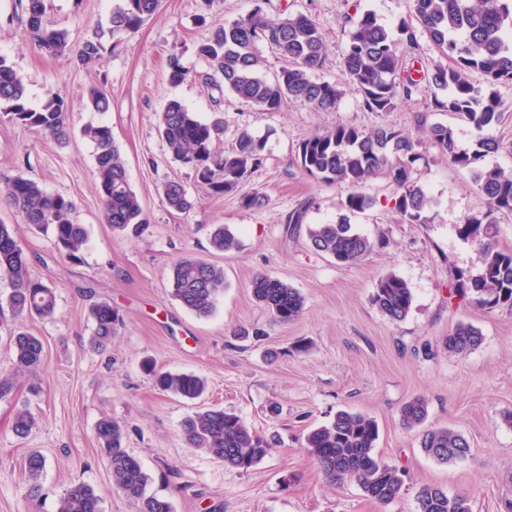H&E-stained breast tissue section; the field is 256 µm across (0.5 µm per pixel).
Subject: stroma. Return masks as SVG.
I'll return each instance as SVG.
<instances>
[{
	"instance_id": "35a3bbf8",
	"label": "stroma",
	"mask_w": 512,
	"mask_h": 512,
	"mask_svg": "<svg viewBox=\"0 0 512 512\" xmlns=\"http://www.w3.org/2000/svg\"><path fill=\"white\" fill-rule=\"evenodd\" d=\"M118 0H46L44 20L65 31L72 47L109 27ZM273 6L307 15L325 37V62L318 79L341 80L343 54L355 18L374 12L389 28L409 19V0H272ZM253 0H160L155 15L121 44L104 37L100 62L91 68L70 57H52L31 40L18 0H0V55L23 79L32 105L59 93L71 102V137L61 144L49 135L0 116V177L23 176L52 194L71 199L88 241L78 258L61 254L51 233L23 224L0 202V221L17 225L32 275L56 290L52 317L14 319L7 304L11 284L0 278V371L13 365L10 333L23 327L44 345L36 377L21 379L12 397L0 400V512H54L74 483L92 486L103 512H136L112 490L106 461L97 450L95 427L103 415L127 426L125 448L150 477L147 491L168 499L173 512H416V493L435 484L467 494L472 512H507L512 505V310H485L449 290L457 270L478 274L482 255L461 240L456 224L485 210L487 200L468 170L451 164L430 142L419 183L435 200L426 224H410L392 208L394 189L378 179L364 191L373 205L352 215L360 233L377 240L375 251L341 264L311 248L306 235H292L288 212L309 203L310 224L336 222L345 192L317 180L298 165V147L312 134L339 125L370 130L387 123L419 136V118L456 128L458 144L470 147L473 128L450 112L433 110L436 90L422 85L412 99L388 113L364 108L347 91L335 109L317 111L291 101L266 112L240 103L206 84L207 62L196 53L214 25L249 12ZM180 52L193 79L168 81V56ZM106 83L109 111L90 109V87ZM503 113L488 130L500 143L486 164L512 170V83L499 85ZM176 99L210 119L222 109L227 130L220 149L240 130L264 144L263 163L249 185L262 192V209L242 207L238 194L210 195L193 172L175 162L158 132L157 116ZM105 124L119 144L133 189L149 218L138 236L114 232L103 218L95 184L93 145L80 131ZM181 182L194 198L187 213L170 210L163 187ZM223 224L237 249L214 251L215 225ZM195 256L222 267L226 288L213 313L198 316L172 297L169 275L181 257ZM396 273L408 284V316L394 323L371 301L377 280ZM260 274L287 281L304 298L298 319L276 322L256 301L251 283ZM107 301L124 315L125 326L106 351L91 349V307ZM482 336L466 355L445 345L458 323ZM280 351L267 362L268 350ZM159 371L192 372L207 390L193 401L162 391ZM426 400L429 428L464 435L470 453L442 464L426 456L417 431L404 428L403 405ZM27 407L37 425L24 438L12 430L14 414ZM221 408L273 437L275 446L249 469H234L192 450L181 430L193 412ZM341 409L374 418L376 451L403 473L404 490L383 506L357 485H329L305 446L311 429ZM47 465L38 492L24 468L29 451Z\"/></svg>"
}]
</instances>
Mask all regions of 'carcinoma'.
I'll return each mask as SVG.
<instances>
[{"instance_id":"1","label":"carcinoma","mask_w":512,"mask_h":512,"mask_svg":"<svg viewBox=\"0 0 512 512\" xmlns=\"http://www.w3.org/2000/svg\"><path fill=\"white\" fill-rule=\"evenodd\" d=\"M271 0H254V8L236 20L213 28L211 36L196 47V53L218 73L224 89L239 101L267 112H279L286 101L296 100L312 109L336 108L352 87L362 96L363 106L371 112H391L400 103L412 99L421 82L448 91L444 99L434 98L433 107L454 113L469 123L477 137L469 149L457 143L456 131L443 123L421 127L427 140L448 160L473 174V180L488 201L487 209L464 218L456 227L460 238L475 244L482 259L481 271L471 275L456 273L452 296H459L487 310L512 309V252L499 248L497 215L512 213V174L484 164L499 143L484 134L501 114V100L495 87L512 83V0H410L411 21L403 22L394 33L373 12H365L349 33L343 58L345 83L314 78L324 62V38L317 23L303 14L279 10L277 18L267 12ZM27 28L35 46L51 55L75 54L87 68L100 60L103 46L98 37L87 39L78 50L69 45L63 31L44 25V0L20 3ZM159 0H120L112 11L109 34L113 45L137 31L155 13ZM426 36L446 59L436 63L419 79L404 74L408 56ZM278 52L284 65L271 79L262 75L265 58L262 48ZM477 70L486 76V85L474 86L469 73ZM194 77L181 62L180 54L168 58V80L174 85ZM87 102L96 112H107L111 95L103 86L89 89ZM67 97L54 94L41 106L29 103L27 87L13 66L0 56V112L15 124L37 129L59 142L69 137ZM158 130L174 161L192 170L198 183L213 195L236 193L244 208L258 210L265 205V195L246 189L250 175L262 164L263 142L246 130L237 133L231 148L220 151L217 144L224 135V120L200 119L182 102L171 100L159 115ZM82 136L95 147V180L106 223L122 234L149 223L140 198L127 174L119 145L112 129L104 124L88 125ZM420 140L385 124L366 131L353 126H338L304 139L299 145L301 169L323 182L348 189L343 208L346 214L329 224H309L306 233L311 246L344 264L368 256L375 242L357 232L349 215L364 211L372 204L362 188L382 178L395 188L392 208L410 224H426L434 200L415 177L423 160ZM7 205L23 222L37 229L51 230L60 251L76 257L87 243L84 225L75 219L74 203L21 176L6 179L0 185ZM163 196L169 209L185 213L194 207L184 185L178 181L165 184ZM309 206H302L286 217L288 232L301 230ZM214 250L230 251L237 247L235 236L224 225L214 230ZM0 276L12 289L8 304L18 317H47L53 314L56 295L53 288L32 276L21 240L11 224L0 222ZM172 296L187 310L208 316L225 288L224 269L194 256L178 260L171 269ZM256 299L284 323L302 312L304 299L287 282L265 275L252 282ZM371 300L379 312L392 322L403 321L412 305L407 282L394 273L377 281ZM94 321L92 346L102 349L111 343L124 319L120 311L104 301L92 307ZM14 366L0 373V400L10 397L18 377L33 374L43 366L41 339L26 331L11 336ZM482 342L480 332L470 324L460 323L448 336V351L465 355ZM157 385L164 391L186 399H196L206 390V380L194 373L160 372ZM427 417V404L414 398L401 409L403 425L421 426ZM36 420L27 409L14 414L12 429L25 437ZM189 447L203 451L228 467L248 469L259 463L274 447V442L245 425L241 419L222 409L194 413L182 423ZM96 442L107 461L112 489L137 504L138 512H173L170 501L147 494L150 480L141 462L124 448V423L104 416L96 425ZM379 437L377 422L355 411L339 410L334 419L311 430L305 448L317 462L331 486L355 482L363 493L382 505L399 499L403 480L399 470L375 453ZM420 447L430 458L441 463L464 459L470 452L467 439L451 429H427ZM46 467L45 457L29 453L24 462L32 482H37ZM417 512H471L466 495L436 485H424L416 494ZM56 512H102V497L89 485L78 482L68 487L58 500Z\"/></svg>"}]
</instances>
